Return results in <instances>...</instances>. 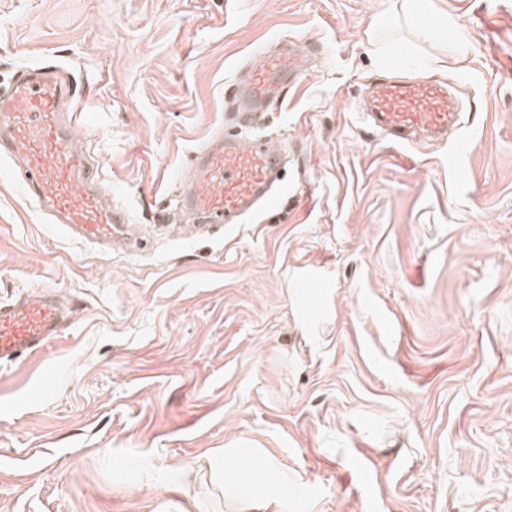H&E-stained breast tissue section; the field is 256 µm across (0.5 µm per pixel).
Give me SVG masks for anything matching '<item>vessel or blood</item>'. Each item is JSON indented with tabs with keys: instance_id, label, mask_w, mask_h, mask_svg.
Returning a JSON list of instances; mask_svg holds the SVG:
<instances>
[{
	"instance_id": "vessel-or-blood-1",
	"label": "vessel or blood",
	"mask_w": 512,
	"mask_h": 512,
	"mask_svg": "<svg viewBox=\"0 0 512 512\" xmlns=\"http://www.w3.org/2000/svg\"><path fill=\"white\" fill-rule=\"evenodd\" d=\"M301 75V58L294 50L271 58L256 55L243 85L229 89L225 109L237 126L256 125L262 107L285 98ZM82 110L61 67H23L0 94V162L51 223L80 240L110 244L126 233L130 217L111 203L97 161L82 147L76 132ZM364 113L371 126L401 139L415 132L443 139L461 121L447 85L434 82H375ZM282 157V150L267 141L244 140L234 130L218 132L213 144L193 153L178 200L183 210L206 223H242L253 212L277 205L287 191L303 187V180H282ZM70 317L51 288L35 298L1 301L0 364L43 351L63 336Z\"/></svg>"
}]
</instances>
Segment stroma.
Returning <instances> with one entry per match:
<instances>
[{"label":"stroma","instance_id":"1","mask_svg":"<svg viewBox=\"0 0 512 512\" xmlns=\"http://www.w3.org/2000/svg\"><path fill=\"white\" fill-rule=\"evenodd\" d=\"M427 2L406 24L398 0H0V92L67 66L139 238L68 236L0 171V299L71 310L0 369V512H245L204 470L235 448L287 471V512H512V0ZM287 41L316 53L257 132L307 194L175 228L230 85ZM388 77L468 91L458 165L363 120Z\"/></svg>","mask_w":512,"mask_h":512}]
</instances>
